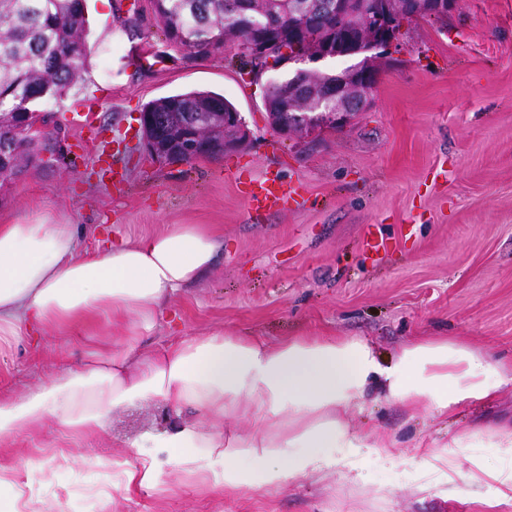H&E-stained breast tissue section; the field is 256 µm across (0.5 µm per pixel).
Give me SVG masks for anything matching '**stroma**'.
<instances>
[{
  "instance_id": "35a3bbf8",
  "label": "stroma",
  "mask_w": 512,
  "mask_h": 512,
  "mask_svg": "<svg viewBox=\"0 0 512 512\" xmlns=\"http://www.w3.org/2000/svg\"><path fill=\"white\" fill-rule=\"evenodd\" d=\"M88 0V69L61 98L35 103L61 127L45 140L57 159L31 164L0 186V220L74 225L82 249L96 229L134 238L168 224H207L224 241L214 269L171 302L178 320H159L144 351L176 336L222 329L276 341L308 333L357 336L382 357L412 338L453 337L493 348L512 362V0H463L447 26L402 29L399 61L381 71L371 107L321 145L298 152L282 141L265 109L271 73L241 80L231 53L199 57L171 46L150 4ZM135 16L132 26L122 19ZM216 93L244 116L253 138L240 153L213 161L159 166L139 140L114 156L124 190L93 178L96 145L79 167L68 162L86 140L74 112H92L109 137L124 135L149 102L189 90ZM278 170L299 194L287 209L253 216L245 181ZM119 333L75 342L48 331L41 351L0 347V394H19L53 371L60 351L72 361L116 345ZM157 402L116 412L107 435L76 442L69 461L43 450L63 432L48 421L40 433L13 437L10 459L49 512H472L451 500L436 471L413 457L423 439L512 423V383L490 406L439 415L408 412L396 402L351 406L342 418L356 431L394 440L361 458L358 474L301 476L283 488H224L213 466L207 484L184 477L172 448H135L146 431L193 418ZM147 462L152 487H127L125 463ZM385 488L378 496L377 488Z\"/></svg>"
}]
</instances>
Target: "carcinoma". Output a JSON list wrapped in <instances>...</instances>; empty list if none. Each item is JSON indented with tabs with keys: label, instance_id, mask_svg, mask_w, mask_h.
<instances>
[{
	"label": "carcinoma",
	"instance_id": "1",
	"mask_svg": "<svg viewBox=\"0 0 512 512\" xmlns=\"http://www.w3.org/2000/svg\"><path fill=\"white\" fill-rule=\"evenodd\" d=\"M164 36L175 47L200 57L239 51L272 33L318 59L324 54L355 57L360 34L347 15L329 9L319 26L307 28L288 11V0H153ZM86 0H0V183L11 179L28 163L40 162L38 141L21 132L30 105L45 97L66 93L88 65ZM379 66L359 60L334 74L301 68L266 86L264 98L275 111H267L269 124L278 129L320 115L298 102L315 89L336 85L341 78L368 73L376 81ZM236 108L220 96L189 91L154 100L145 107L141 136L157 156L177 160L203 138L206 158H224V141L235 130L211 110Z\"/></svg>",
	"mask_w": 512,
	"mask_h": 512
}]
</instances>
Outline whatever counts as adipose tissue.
<instances>
[{"label":"adipose tissue","instance_id":"adipose-tissue-1","mask_svg":"<svg viewBox=\"0 0 512 512\" xmlns=\"http://www.w3.org/2000/svg\"><path fill=\"white\" fill-rule=\"evenodd\" d=\"M224 243L206 224H169L133 240L108 238L82 251L72 225L0 224V341L38 346L48 329L89 335L118 327V346L79 366L61 365L20 395L0 396V447L12 435L41 431L58 420L74 435L105 434L114 411L147 401L198 416L136 439L138 448H172L190 479L204 483L212 465L224 467V487L282 488L297 477L354 472L368 437L340 418L367 398L437 413L483 406L512 381L505 366L454 340L418 339L382 359L359 337L257 336L214 332L181 338L152 354L143 336L169 310L182 288L205 277ZM245 417L253 434L225 431ZM487 445L508 461L488 472L475 467L468 497L483 512L512 506V424L452 434L435 459L452 482L466 449Z\"/></svg>","mask_w":512,"mask_h":512}]
</instances>
